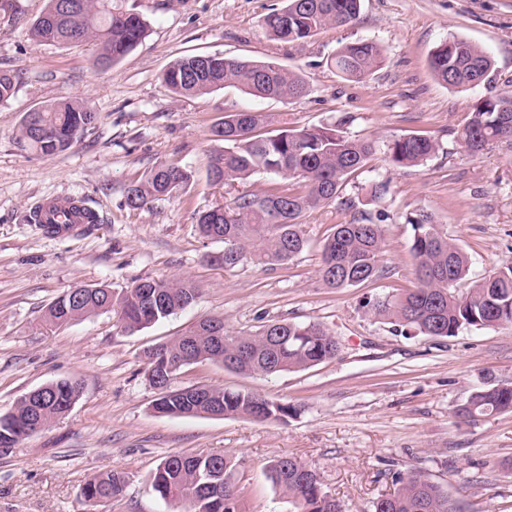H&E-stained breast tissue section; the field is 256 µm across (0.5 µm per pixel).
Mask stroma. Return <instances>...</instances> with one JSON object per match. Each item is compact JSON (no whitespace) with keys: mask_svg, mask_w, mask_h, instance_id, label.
<instances>
[{"mask_svg":"<svg viewBox=\"0 0 512 512\" xmlns=\"http://www.w3.org/2000/svg\"><path fill=\"white\" fill-rule=\"evenodd\" d=\"M46 0H0V69L18 76L0 102V413L30 390L78 379L83 394L69 413L18 445L0 448V512H82L81 491L97 473L123 472L129 483L107 512H175L148 488L160 459L174 453L224 455L239 466L242 512H294L266 477L267 462L296 458L315 470L325 492L348 512H368L392 492L397 474L415 468L457 498L460 512H512V413L457 424L452 411L477 390L512 382V326L468 328L435 339L408 338L369 317L363 304L414 287L407 216L425 210L471 256L470 280L512 263V142L465 154L456 132L478 99L512 90V0H361L356 23L328 27L299 43L275 40L262 17L283 0H112L139 14L145 39L101 70L91 43L60 46L30 39ZM457 36L483 46L491 78L466 91L438 83L429 57ZM382 46L368 78L339 77L331 57L359 40ZM274 61L306 80V96L262 99L236 88L183 96L162 74L188 55ZM87 100L99 117L69 150L45 156L18 141L23 116L59 97ZM229 112L264 115L263 131L338 127L373 141L375 151L349 180L348 207L308 211L305 249L282 266L220 261L221 242L202 237L197 216L242 191L270 192L274 175L212 185L210 156L222 149L212 126ZM424 133L438 152L419 167L390 159L398 136ZM192 169L184 192L143 209L126 203L129 186L158 164ZM389 191L376 198L373 183ZM73 197L98 224L51 234L31 223L40 204ZM384 216L383 276L329 288L321 246L336 224ZM141 278L191 280L187 309L131 334L107 312L61 326L47 307L76 286L120 292ZM206 318L227 332L275 322H315L340 342L332 360L272 377L244 376L203 362L182 370L174 387L204 385L262 393L298 407L287 422L244 417H170L154 411L144 376L145 350Z\"/></svg>","mask_w":512,"mask_h":512,"instance_id":"obj_1","label":"stroma"}]
</instances>
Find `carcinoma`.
I'll return each instance as SVG.
<instances>
[{
    "mask_svg": "<svg viewBox=\"0 0 512 512\" xmlns=\"http://www.w3.org/2000/svg\"><path fill=\"white\" fill-rule=\"evenodd\" d=\"M360 13V0H285L262 19L276 39L303 42L326 27L352 25ZM146 24L137 13L112 11L111 0H47L29 29L36 42L70 45L93 41L98 53L95 68L119 62L144 38ZM336 72L347 80H362L383 62L382 47L360 40L340 47L332 57ZM181 57L163 73L164 83L176 94L199 95L236 87L262 98L289 101L305 96L308 86L297 73L273 62L209 56ZM430 69L439 83L450 89H470L488 81L491 56L478 44L454 37L439 44L430 55ZM16 75L0 70V102L11 98ZM38 119L23 118L20 140L47 156L64 152L78 142L98 119L87 101L62 97L36 110ZM264 118L258 112H229L212 128L224 142L209 165L212 183L245 181L258 173L273 174L291 185L275 193L242 192L223 206L202 212L197 224L203 237L224 243L235 257L234 268L246 259L265 264H285L297 256L306 241L299 231L303 213L333 202L349 205L342 192L354 173L371 157L373 143L346 135L337 128L284 130L274 135L257 133ZM459 145L470 154L495 141L512 139V91L488 96L473 104L470 117L457 132ZM439 150L436 139L403 134L390 146L391 161L400 167L424 164ZM192 181V173L179 166L160 164L127 190L126 201L140 209L163 196L177 194ZM415 234L411 252L416 264L415 287L368 300L363 308L376 320L391 324L407 336L452 337L475 327L491 329L512 325V263L476 280L466 292L458 284L470 271L468 253L448 238L434 216L420 211L408 218ZM383 227L366 216L337 224L322 244L321 277L329 288L356 287L382 272ZM198 289L188 280L139 279L121 294L102 285L69 289L45 312L53 324H65L120 307L116 330L129 334L149 327L191 306ZM221 320L204 319L184 333L145 353L149 384L169 376L167 363L210 361L239 374L271 376L304 370L336 356L338 343L315 323L274 322L256 333L222 332L214 338ZM76 379H60L31 390L29 399L0 414V446L12 448L69 412L82 396ZM153 409L172 417L246 416L258 422H285L297 414L289 403L249 391L190 386L159 393ZM512 412V384H498L474 392L454 411L460 423L481 415ZM238 462L224 455L171 454L150 476L149 490L180 512H241L239 490L233 481ZM272 486L294 499L296 512H345L344 506L323 491L319 475L303 462L276 457L266 466ZM128 479L123 473L94 475L82 489V503L96 509L102 502L123 496ZM396 488L386 498L372 502L370 512H460L458 501L439 484L417 472L398 475Z\"/></svg>",
    "mask_w": 512,
    "mask_h": 512,
    "instance_id": "1",
    "label": "carcinoma"
}]
</instances>
